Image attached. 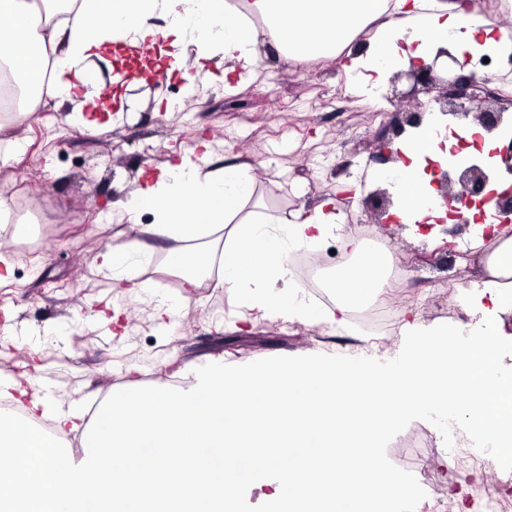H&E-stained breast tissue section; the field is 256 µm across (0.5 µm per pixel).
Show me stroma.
Segmentation results:
<instances>
[{"mask_svg": "<svg viewBox=\"0 0 512 512\" xmlns=\"http://www.w3.org/2000/svg\"><path fill=\"white\" fill-rule=\"evenodd\" d=\"M347 81L336 63L321 62L311 72L306 64L273 55L263 59L254 81L228 90L219 76L197 97L177 73L153 91L131 82L135 111L109 112L88 130L71 123V103L40 107L36 121L17 129L22 151L0 162V193L13 203L27 202L33 188L44 192L36 206L40 223L5 231L15 249L12 280L0 286V375L39 377L52 386L50 404L88 415L108 391L133 384L166 389V373L185 381L210 363L242 370L333 354L387 373L402 364L400 330L382 335L374 348L356 323L339 330L252 310L261 293L252 283L231 293L207 280L186 293L178 274L161 272L160 249L128 258L125 275L137 289L113 287L95 261L100 249L129 237L126 224L112 216L113 202L157 179L200 140L210 143L214 167L257 164L247 210L276 217L334 200L343 222L315 252L326 255L346 240L375 234L403 269L402 279L384 284L376 298L397 300L400 319L470 324L459 298L484 280L486 248H472L463 230L455 253L440 252L442 231L382 224L362 194L338 198L351 183L379 189L369 164L380 149L377 133L395 113L414 107L413 100L391 95L392 89H407L406 80L382 86L379 112L371 109L372 96L346 92ZM162 102L169 111L159 110ZM161 308L174 312L164 323L156 318ZM417 431L432 436V447L398 449L403 437ZM466 437L456 408L433 405L385 436L377 460L404 492L379 502L380 512H421L425 469L465 498L467 488L444 457L449 442Z\"/></svg>", "mask_w": 512, "mask_h": 512, "instance_id": "35a3bbf8", "label": "stroma"}]
</instances>
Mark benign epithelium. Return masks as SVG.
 Wrapping results in <instances>:
<instances>
[{
	"mask_svg": "<svg viewBox=\"0 0 512 512\" xmlns=\"http://www.w3.org/2000/svg\"><path fill=\"white\" fill-rule=\"evenodd\" d=\"M471 58L462 59L446 48H441L427 61L418 60L397 74L409 83L401 96L415 100L414 109L404 113L396 125L387 124L379 132L387 159L403 157L395 139L406 129H417L438 114L458 120L473 118L484 131L493 133L504 125H512V99L504 100L481 81L476 74L462 70ZM424 94L427 99H419ZM426 172L432 176L431 185L437 191L439 204L445 207L446 218L436 220L439 225L451 222L469 227L485 220L484 206L492 205V218L498 228L512 225V138H498L494 147L485 151L482 136L475 142H459L448 146V159L443 163H429ZM365 203L388 212L392 204L388 191L377 189Z\"/></svg>",
	"mask_w": 512,
	"mask_h": 512,
	"instance_id": "7a95c632",
	"label": "benign epithelium"
}]
</instances>
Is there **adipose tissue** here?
<instances>
[{
  "label": "adipose tissue",
  "mask_w": 512,
  "mask_h": 512,
  "mask_svg": "<svg viewBox=\"0 0 512 512\" xmlns=\"http://www.w3.org/2000/svg\"><path fill=\"white\" fill-rule=\"evenodd\" d=\"M70 18L46 19L36 32L30 17L39 0H0V69L23 92L13 123L30 121L40 103L67 101L73 120L91 127L83 106L103 88L98 73L110 61L108 46L143 51L164 47L173 67L185 71L186 89L206 87L204 69L187 73V59L216 60L239 82L252 79L264 50L301 62H337L349 73L350 92L383 84L438 48L479 58L512 53L492 35L494 24L467 11L464 0H244L252 22L227 0H72ZM368 43L357 36L371 21ZM198 30L189 39V30ZM397 161L402 222L435 215L434 192L423 172L441 156L431 125H423ZM207 154L188 150L171 176L116 204L129 241L101 250L100 267L121 268L130 253H152L169 242L170 268L184 270L188 287L196 270L216 269V287L250 282L265 288L256 307L278 306L270 288L293 286L287 246L318 243L341 222L333 202L297 209L285 219L287 239L268 229V217L244 212L256 188L252 163L205 169ZM152 223H141L143 214ZM227 230L224 246L192 250L189 242ZM353 261L329 282L337 299L325 322L346 328L358 307L386 278L390 266L363 243ZM479 291L463 298L475 319L476 338L462 341L444 325L404 323L406 361L388 376L335 358L316 357L279 368L198 370L186 385L146 394L129 387L107 394L92 419L53 411L34 381L0 378V452L12 464L0 469V512H238L237 485L224 477L236 467L252 471L253 487L272 486L269 503L289 512H340L399 494L392 474L374 460L377 443L432 400L455 396L469 433L493 443L498 461L512 466V373L500 368L511 345L497 324L512 311V237L485 260ZM81 431L84 452L68 450ZM125 451L114 463L113 451Z\"/></svg>",
  "instance_id": "obj_1"
}]
</instances>
